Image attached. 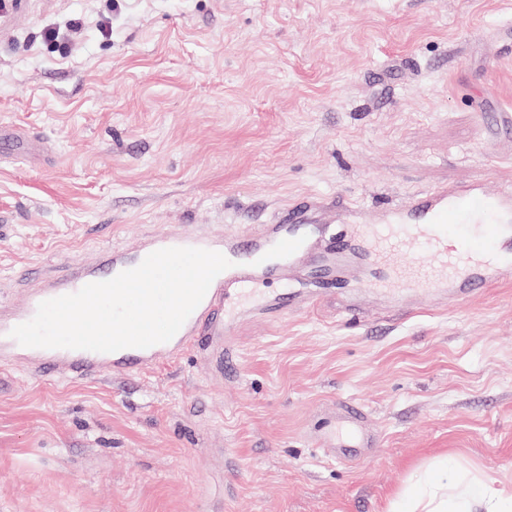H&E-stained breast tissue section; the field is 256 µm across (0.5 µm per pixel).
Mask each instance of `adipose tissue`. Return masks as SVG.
Wrapping results in <instances>:
<instances>
[{
    "label": "adipose tissue",
    "instance_id": "1",
    "mask_svg": "<svg viewBox=\"0 0 512 512\" xmlns=\"http://www.w3.org/2000/svg\"><path fill=\"white\" fill-rule=\"evenodd\" d=\"M392 512H512V485L443 460L417 477Z\"/></svg>",
    "mask_w": 512,
    "mask_h": 512
}]
</instances>
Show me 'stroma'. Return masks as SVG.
Instances as JSON below:
<instances>
[{
    "label": "stroma",
    "instance_id": "1",
    "mask_svg": "<svg viewBox=\"0 0 512 512\" xmlns=\"http://www.w3.org/2000/svg\"><path fill=\"white\" fill-rule=\"evenodd\" d=\"M13 2L1 305L100 247L242 232L297 197L384 213L512 183V134L478 115L512 104V0ZM361 278L239 319L233 373L0 372V512H387L441 455L512 483V274L408 311ZM340 402L377 440L332 461L315 439Z\"/></svg>",
    "mask_w": 512,
    "mask_h": 512
}]
</instances>
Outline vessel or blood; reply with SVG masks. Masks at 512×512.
I'll return each mask as SVG.
<instances>
[{"label": "vessel or blood", "mask_w": 512, "mask_h": 512, "mask_svg": "<svg viewBox=\"0 0 512 512\" xmlns=\"http://www.w3.org/2000/svg\"><path fill=\"white\" fill-rule=\"evenodd\" d=\"M349 217L350 232L344 245H337L314 232L317 225L335 223V214L329 213L327 204L300 198L289 203L286 219L242 235L153 232L132 252L109 251L97 266L64 269L48 286L31 290L23 303L0 312V367L21 361L42 377L77 379L104 370L139 373L160 358L179 359L189 353L223 367L237 358L233 325L239 315L261 312L280 317L294 309L298 292L292 277L304 263L333 278L347 271L352 259L363 258L382 273L373 288L394 303L410 297L428 300L446 291L454 303L462 304L503 271L512 270L508 184L493 193L477 182L422 192L378 222L354 211ZM168 247L218 251L231 262L171 340L102 353L29 348L11 337V330L32 319L42 301L109 280ZM361 420L360 409L343 406L332 427L318 438V447L334 453L372 447L373 438Z\"/></svg>", "instance_id": "b4317fda"}]
</instances>
